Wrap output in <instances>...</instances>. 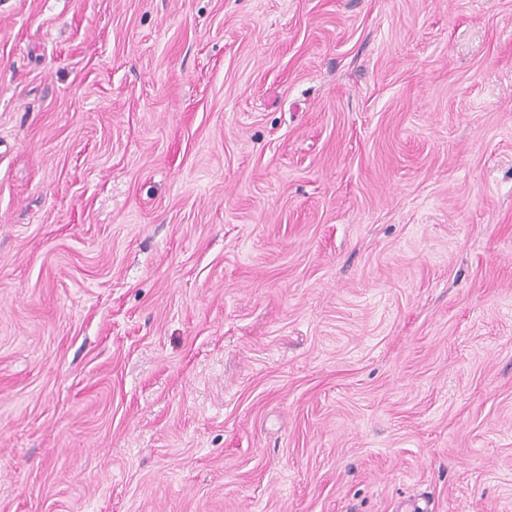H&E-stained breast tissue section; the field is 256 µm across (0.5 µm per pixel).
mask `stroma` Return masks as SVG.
<instances>
[{
	"mask_svg": "<svg viewBox=\"0 0 512 512\" xmlns=\"http://www.w3.org/2000/svg\"><path fill=\"white\" fill-rule=\"evenodd\" d=\"M512 512V0H0V512Z\"/></svg>",
	"mask_w": 512,
	"mask_h": 512,
	"instance_id": "stroma-1",
	"label": "stroma"
}]
</instances>
